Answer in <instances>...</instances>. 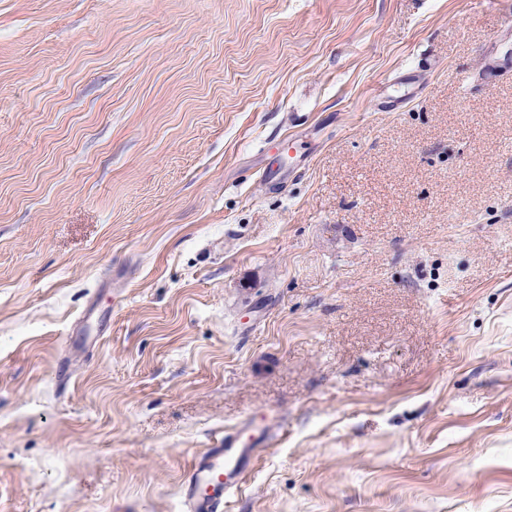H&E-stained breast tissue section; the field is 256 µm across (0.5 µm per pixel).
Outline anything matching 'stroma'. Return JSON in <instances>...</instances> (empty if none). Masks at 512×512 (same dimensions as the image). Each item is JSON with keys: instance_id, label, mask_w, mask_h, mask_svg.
<instances>
[{"instance_id": "stroma-1", "label": "stroma", "mask_w": 512, "mask_h": 512, "mask_svg": "<svg viewBox=\"0 0 512 512\" xmlns=\"http://www.w3.org/2000/svg\"><path fill=\"white\" fill-rule=\"evenodd\" d=\"M512 512V0H0V512ZM244 427L218 436L191 468L185 479L187 512H222L224 502L235 495L250 474L257 446L264 441V431L245 438Z\"/></svg>"}]
</instances>
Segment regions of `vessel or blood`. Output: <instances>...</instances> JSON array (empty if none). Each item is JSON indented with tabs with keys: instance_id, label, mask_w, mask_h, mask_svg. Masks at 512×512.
Instances as JSON below:
<instances>
[{
	"instance_id": "obj_1",
	"label": "vessel or blood",
	"mask_w": 512,
	"mask_h": 512,
	"mask_svg": "<svg viewBox=\"0 0 512 512\" xmlns=\"http://www.w3.org/2000/svg\"><path fill=\"white\" fill-rule=\"evenodd\" d=\"M264 436L236 428L218 436L185 479L187 512H223L224 503L235 495L250 474Z\"/></svg>"
}]
</instances>
